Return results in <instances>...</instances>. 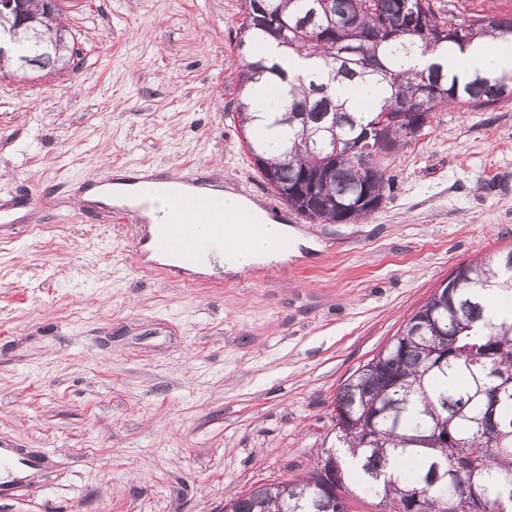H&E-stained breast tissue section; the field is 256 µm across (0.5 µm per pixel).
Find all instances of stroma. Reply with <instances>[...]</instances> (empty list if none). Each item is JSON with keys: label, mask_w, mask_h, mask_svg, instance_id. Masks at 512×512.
<instances>
[{"label": "stroma", "mask_w": 512, "mask_h": 512, "mask_svg": "<svg viewBox=\"0 0 512 512\" xmlns=\"http://www.w3.org/2000/svg\"><path fill=\"white\" fill-rule=\"evenodd\" d=\"M80 64L0 78V448L35 462L0 512H224L309 476L341 384L461 263L512 250V100L452 104L388 156L357 224H313L242 142V0H68ZM446 19L512 0H434ZM138 168L207 175L317 250L164 273L143 225L87 200Z\"/></svg>", "instance_id": "stroma-1"}]
</instances>
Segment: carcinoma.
I'll use <instances>...</instances> for the list:
<instances>
[{"instance_id":"1","label":"carcinoma","mask_w":512,"mask_h":512,"mask_svg":"<svg viewBox=\"0 0 512 512\" xmlns=\"http://www.w3.org/2000/svg\"><path fill=\"white\" fill-rule=\"evenodd\" d=\"M433 0H244L237 49L245 90L265 76L286 81L275 124L284 147L250 126L236 107L246 148L264 181L312 223L364 221L393 189L383 159L426 135L430 115L449 104L488 108L512 98V83L481 71L460 78L431 64H403L414 50L464 52L481 37L512 35V19L472 16L454 23ZM32 20L14 44L17 57L62 70L81 55L60 5L22 0ZM270 39L328 75L285 79L253 47ZM377 78L382 97L359 121L336 101L333 84ZM372 173H361L364 162ZM487 288L512 290V250L462 263L448 286L412 312L388 345L344 381L334 410V441L309 478L261 486L230 512H340L347 482L381 499L388 512H512V318L488 316ZM406 464L398 473L395 460Z\"/></svg>"}]
</instances>
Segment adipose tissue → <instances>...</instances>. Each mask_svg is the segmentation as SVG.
<instances>
[{
    "label": "adipose tissue",
    "mask_w": 512,
    "mask_h": 512,
    "mask_svg": "<svg viewBox=\"0 0 512 512\" xmlns=\"http://www.w3.org/2000/svg\"><path fill=\"white\" fill-rule=\"evenodd\" d=\"M444 70L449 74L465 76L479 70L491 73L512 72V41L482 38L472 43L463 53L449 52L441 60ZM148 181L135 183L120 179L111 184L93 186L88 197L94 201L122 205L130 202L141 204L143 217L153 224L166 221L167 205L162 193L149 191ZM224 221L232 223L243 212L253 213L259 225L258 231L248 240L228 238L223 247L216 249L197 268L209 271L221 266L229 271H239L265 264L272 259L287 258V250L278 248V241L288 239L290 230L287 225L270 220L255 203L240 197L232 191H224Z\"/></svg>",
    "instance_id": "adipose-tissue-1"
}]
</instances>
